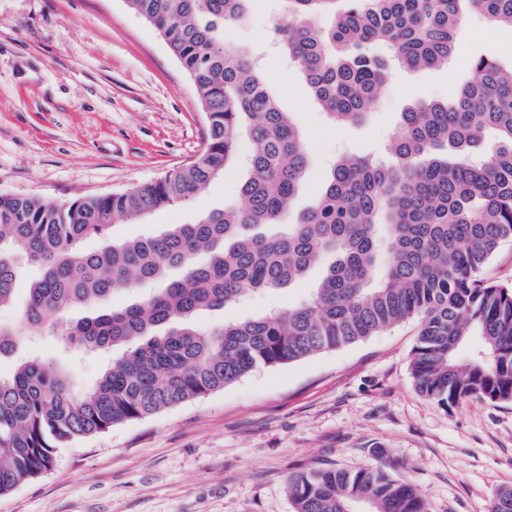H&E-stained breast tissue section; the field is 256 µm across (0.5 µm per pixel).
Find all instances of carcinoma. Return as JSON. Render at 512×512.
I'll return each mask as SVG.
<instances>
[{"label":"carcinoma","mask_w":512,"mask_h":512,"mask_svg":"<svg viewBox=\"0 0 512 512\" xmlns=\"http://www.w3.org/2000/svg\"><path fill=\"white\" fill-rule=\"evenodd\" d=\"M247 2L127 0L196 87L206 138L195 159L150 184L65 203L0 194V309L38 271L18 326L0 325V357L17 355L0 373V496L47 470L59 448L412 318L422 395L443 408L512 402V286L482 277L512 238V66L470 58L473 78L448 100L403 112L387 156L339 153L316 203L297 211L309 162L299 126L262 69L224 42ZM286 2L272 37L334 125L366 120L390 65L448 66L464 14L512 28V0ZM323 12L330 24L319 29ZM242 133L252 153L239 208L112 239V226L143 223L223 176ZM478 151L482 162L469 163ZM89 238L100 246L84 248ZM320 262V282L294 306L210 330L194 323L290 288ZM145 285L139 300L112 303ZM87 305L93 314L72 316ZM54 326L68 350L119 353L90 388L72 389L71 366L21 351L26 332ZM287 492L294 512H427L382 465L309 468L289 476Z\"/></svg>","instance_id":"cac0c4a2"}]
</instances>
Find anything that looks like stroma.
I'll return each mask as SVG.
<instances>
[{
  "label": "stroma",
  "mask_w": 512,
  "mask_h": 512,
  "mask_svg": "<svg viewBox=\"0 0 512 512\" xmlns=\"http://www.w3.org/2000/svg\"><path fill=\"white\" fill-rule=\"evenodd\" d=\"M283 0H252L224 39L253 55L310 158L297 206L311 204L345 148L383 153L415 101L443 100L480 52L512 63V29L464 16L448 68L393 69L369 118L330 126L303 74L268 39ZM194 84L165 41L126 0H0V193L66 202L155 181L204 147ZM246 177L232 166L190 205L145 224H118L114 239L189 224L235 203ZM293 287L197 316L206 328L294 305ZM419 323L273 367L206 396L58 449L51 468L11 494L0 512H293L292 473L309 466L385 463L414 485L428 512H490L512 488V403L445 409L411 375Z\"/></svg>",
  "instance_id": "stroma-1"
}]
</instances>
